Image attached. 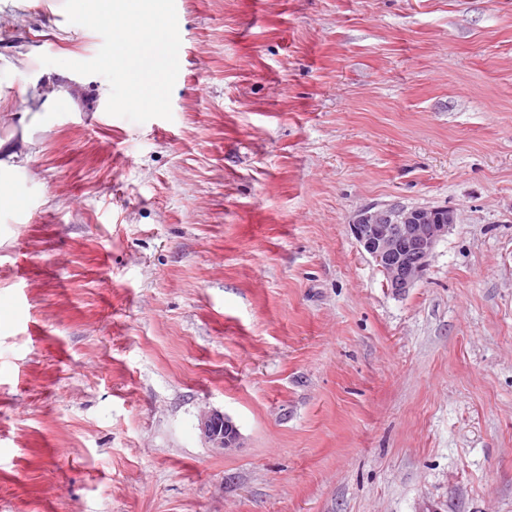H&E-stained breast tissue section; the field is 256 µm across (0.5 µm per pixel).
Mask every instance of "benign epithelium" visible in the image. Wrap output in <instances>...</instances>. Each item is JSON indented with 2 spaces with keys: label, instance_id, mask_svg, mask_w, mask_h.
Wrapping results in <instances>:
<instances>
[{
  "label": "benign epithelium",
  "instance_id": "7a95c632",
  "mask_svg": "<svg viewBox=\"0 0 512 512\" xmlns=\"http://www.w3.org/2000/svg\"><path fill=\"white\" fill-rule=\"evenodd\" d=\"M455 222L446 207L407 208L393 203L360 210L350 229L383 273L386 286L404 294L424 275L437 243ZM199 429L212 447L229 452L240 447V432L219 411L201 415Z\"/></svg>",
  "mask_w": 512,
  "mask_h": 512
}]
</instances>
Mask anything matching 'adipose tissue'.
Wrapping results in <instances>:
<instances>
[{"instance_id": "ef3b65f1", "label": "adipose tissue", "mask_w": 512, "mask_h": 512, "mask_svg": "<svg viewBox=\"0 0 512 512\" xmlns=\"http://www.w3.org/2000/svg\"><path fill=\"white\" fill-rule=\"evenodd\" d=\"M62 85L52 84L49 91L34 96L23 112L17 113L18 133L0 138V184L8 177L26 173L38 143L32 135L56 99L68 96Z\"/></svg>"}]
</instances>
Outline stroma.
Here are the masks:
<instances>
[{"label": "stroma", "mask_w": 512, "mask_h": 512, "mask_svg": "<svg viewBox=\"0 0 512 512\" xmlns=\"http://www.w3.org/2000/svg\"><path fill=\"white\" fill-rule=\"evenodd\" d=\"M63 5L0 9V115L98 52ZM175 6L171 119L74 75L0 203V512H512V0ZM392 203L456 215L402 295ZM199 429L213 448L224 452L240 448V432L232 419L219 411H210L201 415Z\"/></svg>", "instance_id": "1"}]
</instances>
